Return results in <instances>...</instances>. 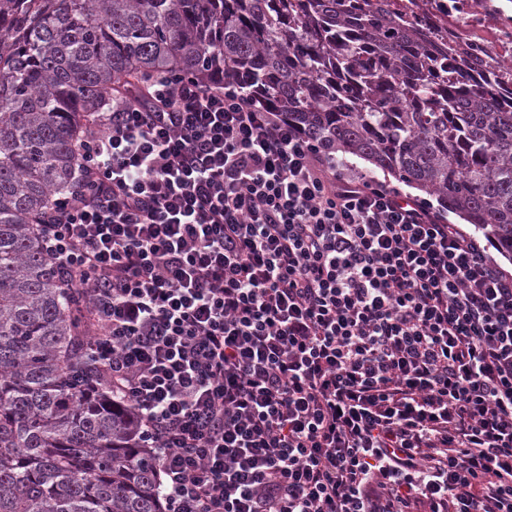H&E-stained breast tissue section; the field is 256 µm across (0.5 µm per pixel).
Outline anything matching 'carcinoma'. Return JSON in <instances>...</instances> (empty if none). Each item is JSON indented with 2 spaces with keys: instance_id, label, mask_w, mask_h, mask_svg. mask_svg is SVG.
<instances>
[{
  "instance_id": "1",
  "label": "carcinoma",
  "mask_w": 512,
  "mask_h": 512,
  "mask_svg": "<svg viewBox=\"0 0 512 512\" xmlns=\"http://www.w3.org/2000/svg\"><path fill=\"white\" fill-rule=\"evenodd\" d=\"M388 0H0V512H167L135 416L38 238L77 145L157 69L240 85L465 217L512 260V92Z\"/></svg>"
}]
</instances>
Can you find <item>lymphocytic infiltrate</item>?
<instances>
[{"instance_id": "obj_1", "label": "lymphocytic infiltrate", "mask_w": 512, "mask_h": 512, "mask_svg": "<svg viewBox=\"0 0 512 512\" xmlns=\"http://www.w3.org/2000/svg\"><path fill=\"white\" fill-rule=\"evenodd\" d=\"M38 225L169 512H512V274L252 93L157 71Z\"/></svg>"}]
</instances>
